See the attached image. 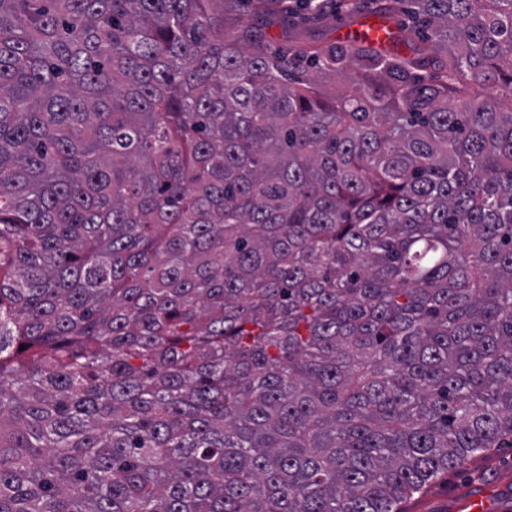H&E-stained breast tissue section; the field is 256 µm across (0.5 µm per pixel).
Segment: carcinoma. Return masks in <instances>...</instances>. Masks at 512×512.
Masks as SVG:
<instances>
[{"instance_id":"obj_1","label":"carcinoma","mask_w":512,"mask_h":512,"mask_svg":"<svg viewBox=\"0 0 512 512\" xmlns=\"http://www.w3.org/2000/svg\"><path fill=\"white\" fill-rule=\"evenodd\" d=\"M400 2L276 56L0 0V512H404L512 445V0Z\"/></svg>"}]
</instances>
